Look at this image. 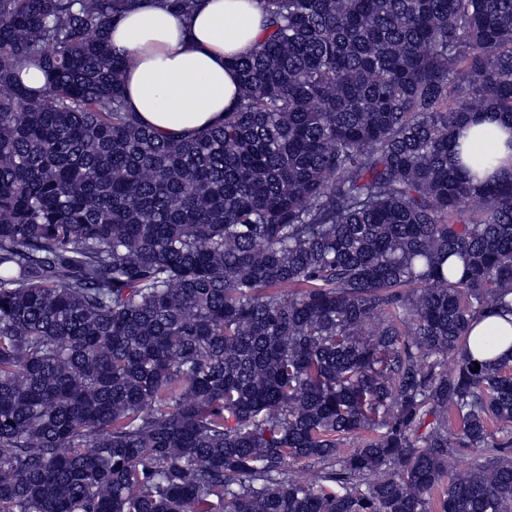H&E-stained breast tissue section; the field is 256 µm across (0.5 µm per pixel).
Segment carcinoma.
<instances>
[{
  "mask_svg": "<svg viewBox=\"0 0 512 512\" xmlns=\"http://www.w3.org/2000/svg\"><path fill=\"white\" fill-rule=\"evenodd\" d=\"M260 3L160 134L136 0H0V512H512V175L459 142L512 123V0ZM510 321H512V314H506L504 317H487L474 325L470 336H483L491 330L499 331L505 336H512V323Z\"/></svg>",
  "mask_w": 512,
  "mask_h": 512,
  "instance_id": "carcinoma-1",
  "label": "carcinoma"
}]
</instances>
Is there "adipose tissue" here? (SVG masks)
Returning a JSON list of instances; mask_svg holds the SVG:
<instances>
[{"mask_svg":"<svg viewBox=\"0 0 512 512\" xmlns=\"http://www.w3.org/2000/svg\"><path fill=\"white\" fill-rule=\"evenodd\" d=\"M259 0H199L191 18L158 4L138 6L109 30L113 51L133 56L124 96L142 121L162 133L209 126L224 117L237 99L239 79L231 62L249 53L262 31ZM506 131L489 114H471L463 149L480 148L490 164L479 178L512 173Z\"/></svg>","mask_w":512,"mask_h":512,"instance_id":"obj_1","label":"adipose tissue"}]
</instances>
